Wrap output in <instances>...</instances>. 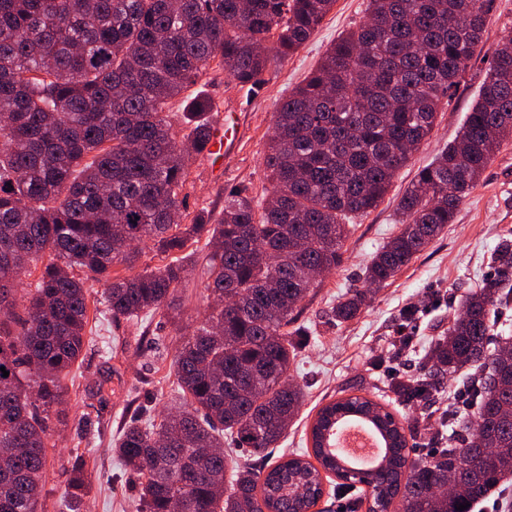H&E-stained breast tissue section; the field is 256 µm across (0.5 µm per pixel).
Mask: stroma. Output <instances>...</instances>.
I'll return each instance as SVG.
<instances>
[{"label": "stroma", "mask_w": 512, "mask_h": 512, "mask_svg": "<svg viewBox=\"0 0 512 512\" xmlns=\"http://www.w3.org/2000/svg\"><path fill=\"white\" fill-rule=\"evenodd\" d=\"M367 0H336L312 37L287 61L270 64L266 84L250 96L227 76L219 63L179 97L170 110L178 134L189 133L183 120L195 102H209L205 115L214 121L230 114L236 148L221 167L207 157L193 160L184 189L187 209L182 223L195 216L215 222L232 187H248L256 198L267 197L270 185L262 160L272 132L274 113L282 97L298 86L319 64L323 54L342 32L365 18ZM512 30V0H494L480 56L474 59L456 92L438 114L430 138L399 171L381 204L356 218L343 248L340 264L319 279L302 302L298 323L308 336L290 373L306 397L299 417L287 437L272 451L273 457L306 448V435L317 411L326 403L349 395H363L383 404L399 419L410 420L421 412L416 402L396 401L392 392L393 369L418 371L417 352L430 337L440 334L457 311L460 295L492 270V253L498 242L512 238V142L500 145L481 180L460 205L454 224L434 240L411 265L384 287L373 290L369 308L355 320L337 323L330 309L347 289L365 283V269L372 256L399 229L397 204L420 167L452 142L475 100L486 69L504 32ZM190 274L180 293L186 328L205 316L207 301L201 269L208 248L205 238L190 241L184 250ZM112 352L101 356L88 350L82 364L73 366L63 383L68 388L66 418L55 427V446L47 451L43 496L38 512H62L63 470L88 422L99 423L101 435L87 459L90 490L83 512H138V482L110 451L124 423L135 413L161 419L178 407L167 372L178 344L177 324L161 315L142 322H105ZM412 337L411 351L394 358L398 332ZM108 381L112 395L107 406L95 396L100 381Z\"/></svg>", "instance_id": "35a3bbf8"}]
</instances>
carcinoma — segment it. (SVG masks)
Listing matches in <instances>:
<instances>
[{"instance_id": "obj_1", "label": "carcinoma", "mask_w": 512, "mask_h": 512, "mask_svg": "<svg viewBox=\"0 0 512 512\" xmlns=\"http://www.w3.org/2000/svg\"><path fill=\"white\" fill-rule=\"evenodd\" d=\"M336 0H0V512H37L60 377L101 336L88 328L84 273L103 283L104 314L138 320L177 310L188 270L178 260L131 270L139 243L179 253L207 235L202 273L216 299L181 337L171 368L182 397L160 421L136 414L113 452L139 481L143 512H308L323 475L358 462L330 432L361 422L382 451L367 512H458L512 477V336L490 348V314L512 301V239L494 272L461 302L448 329L398 382L400 399L430 407L445 377L464 372L441 412L438 449L413 455L415 426L352 395L324 405L312 452L269 469L220 452L278 447L302 404L290 368L304 345L293 324L315 272L336 269L349 222L375 209L429 137L443 99L483 44L493 0H368L366 19L334 42L277 107L264 154L265 200L228 192L216 224L186 210L189 166L209 124L179 138L169 102L219 60L253 96L273 58L306 43ZM512 139V31L501 37L459 137L419 169L399 201L398 232L373 255L366 288L332 308L356 319L379 288L455 220L502 142ZM71 451L63 496L80 512L85 454ZM313 460H308V457Z\"/></svg>"}]
</instances>
